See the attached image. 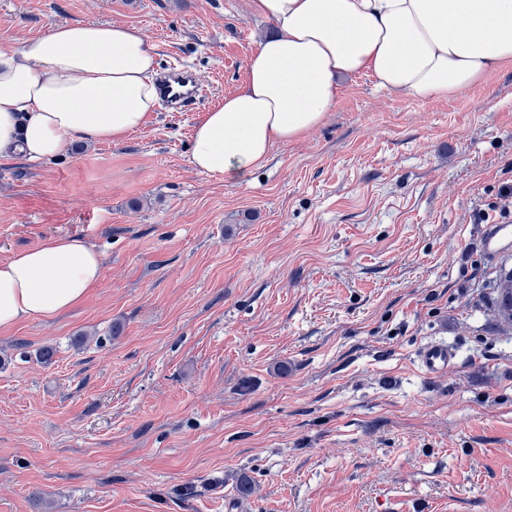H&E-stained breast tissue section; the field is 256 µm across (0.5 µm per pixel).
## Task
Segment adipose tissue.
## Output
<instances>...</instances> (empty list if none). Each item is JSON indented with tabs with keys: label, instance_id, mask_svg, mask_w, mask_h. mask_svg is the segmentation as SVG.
I'll return each instance as SVG.
<instances>
[{
	"label": "adipose tissue",
	"instance_id": "ef3b65f1",
	"mask_svg": "<svg viewBox=\"0 0 512 512\" xmlns=\"http://www.w3.org/2000/svg\"><path fill=\"white\" fill-rule=\"evenodd\" d=\"M276 32L250 55L243 86L205 112L189 162L235 180L275 145L318 127L342 78L419 100L459 93L512 64V0H250ZM156 49L136 28L63 23L0 47V158L50 161L70 142H122L153 114ZM102 256L74 236L0 262V329L79 305Z\"/></svg>",
	"mask_w": 512,
	"mask_h": 512
}]
</instances>
